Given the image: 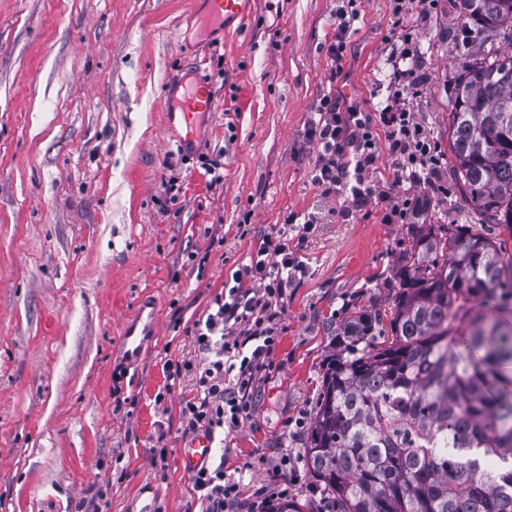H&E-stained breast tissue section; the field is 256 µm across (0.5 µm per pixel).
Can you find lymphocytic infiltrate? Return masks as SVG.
Masks as SVG:
<instances>
[{
	"label": "lymphocytic infiltrate",
	"mask_w": 512,
	"mask_h": 512,
	"mask_svg": "<svg viewBox=\"0 0 512 512\" xmlns=\"http://www.w3.org/2000/svg\"><path fill=\"white\" fill-rule=\"evenodd\" d=\"M402 43L391 61L397 82L390 87V104L370 114L325 95L308 117L304 135L320 147L313 166L315 183L330 192L351 189L357 205L365 199L364 186L381 150H388L393 165L379 182L378 193L388 201L389 219L403 224L412 219L417 204L390 196V188L430 169L438 158L422 125L399 105V79L415 75L411 34H404ZM301 268L299 250L289 246L287 235H260L249 264L235 271L232 286L216 295L206 317L195 322L202 357L195 366L196 393L181 409L187 432L201 431L212 438L242 421L252 387L276 341L279 305ZM193 489L200 512H224L237 500L239 485L226 480L223 462L212 455L195 469Z\"/></svg>",
	"instance_id": "1"
}]
</instances>
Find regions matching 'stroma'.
<instances>
[{"instance_id":"35a3bbf8","label":"stroma","mask_w":512,"mask_h":512,"mask_svg":"<svg viewBox=\"0 0 512 512\" xmlns=\"http://www.w3.org/2000/svg\"><path fill=\"white\" fill-rule=\"evenodd\" d=\"M198 0H0V512H198L181 405L207 313L260 234L314 214L304 271L251 407L224 435L233 512L319 502L304 458L323 363L351 306L387 309L407 227L313 180L308 112L324 94L373 112L409 28L422 75L404 106L439 164L399 196L424 224H474L451 179L448 103L471 22L431 0L398 25L390 0H252L208 35ZM359 14L340 61L337 9ZM214 109L193 158L164 93L193 71ZM187 364L170 379L168 363Z\"/></svg>"}]
</instances>
